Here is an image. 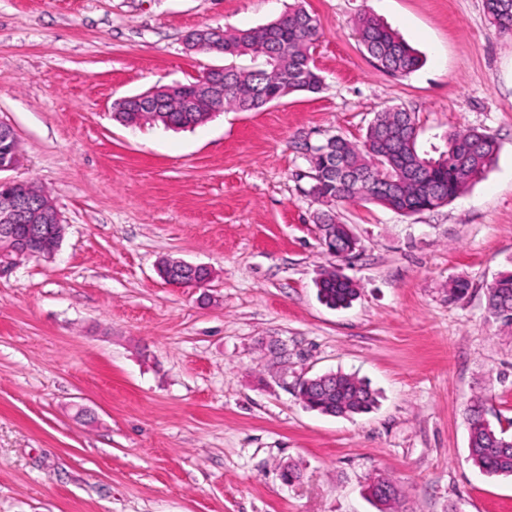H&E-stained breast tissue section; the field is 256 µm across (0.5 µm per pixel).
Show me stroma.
I'll use <instances>...</instances> for the list:
<instances>
[{"label": "stroma", "instance_id": "obj_1", "mask_svg": "<svg viewBox=\"0 0 512 512\" xmlns=\"http://www.w3.org/2000/svg\"><path fill=\"white\" fill-rule=\"evenodd\" d=\"M295 5L317 20L319 92L180 130L114 120L118 99L224 65L187 51L190 31ZM365 13L419 51L417 71L373 65ZM395 107L421 149L478 128L498 161L433 210L337 206L359 241L337 260L307 151L362 142ZM0 123L23 157L7 178L49 190L65 227L54 258L0 277V512H377L380 474L401 512H512V477L472 465L463 414L482 395L512 421V329L486 310L512 268V36L483 0H0ZM166 257L213 276L170 285ZM334 267L359 286L345 309L317 297ZM336 370L375 408H306L297 379ZM383 480L375 486L370 482L368 491L372 490V497L377 501L374 504L379 512H397V506L403 496L402 487L395 479L388 476Z\"/></svg>", "mask_w": 512, "mask_h": 512}]
</instances>
